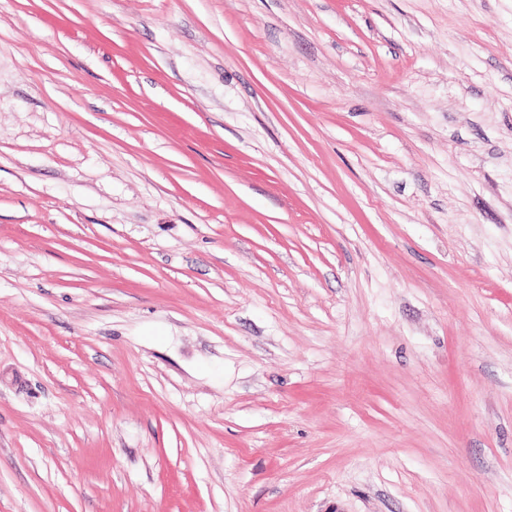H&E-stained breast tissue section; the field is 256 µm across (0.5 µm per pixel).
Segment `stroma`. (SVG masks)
<instances>
[{"label":"stroma","mask_w":512,"mask_h":512,"mask_svg":"<svg viewBox=\"0 0 512 512\" xmlns=\"http://www.w3.org/2000/svg\"><path fill=\"white\" fill-rule=\"evenodd\" d=\"M0 512H512V0H0Z\"/></svg>","instance_id":"stroma-1"}]
</instances>
